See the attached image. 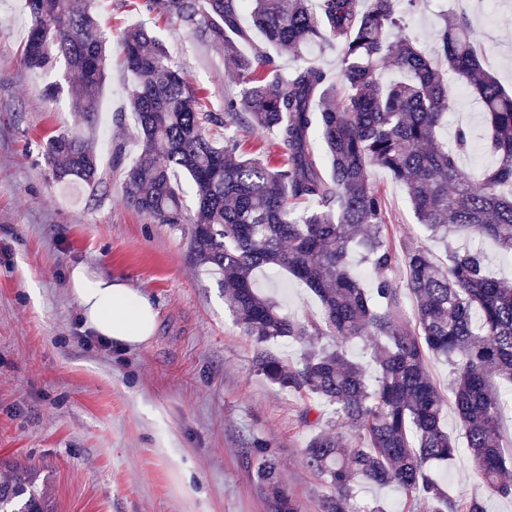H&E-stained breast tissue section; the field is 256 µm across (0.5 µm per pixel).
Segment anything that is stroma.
<instances>
[{
	"label": "stroma",
	"mask_w": 512,
	"mask_h": 512,
	"mask_svg": "<svg viewBox=\"0 0 512 512\" xmlns=\"http://www.w3.org/2000/svg\"><path fill=\"white\" fill-rule=\"evenodd\" d=\"M466 13L483 57L512 90V0L484 10L479 0H422L405 18L406 33L430 47L442 17ZM23 0H0V480L29 469L48 512H266L246 448L259 441L280 462L289 492L304 512H320L326 489L305 464L314 433L301 421L313 398L266 381L253 370L254 340L224 305L220 274L189 257L184 231L157 224L123 199L125 167L138 152L128 108L131 76L112 66L100 103L96 148L126 140L121 169L103 198L56 183L43 161L47 138L77 128L65 63L32 71L22 63L28 26ZM186 81L213 111L237 91L224 54L161 15L149 21ZM60 85L55 100L45 89ZM474 134L459 164L479 175L495 162L486 150L487 121L472 94L453 96L438 130L449 141L457 127ZM387 209L384 233L396 250L426 247L437 260L449 248L480 251L495 274L512 279V258L491 241L464 235L451 243L418 224L404 187L382 168L372 172ZM78 264L123 279L147 294L158 328L145 346L102 345L82 321L69 287ZM261 294L298 319L319 313L315 295L289 275L257 271ZM435 476L460 502L479 490L467 449ZM357 512H423L396 488L359 485Z\"/></svg>",
	"instance_id": "1"
}]
</instances>
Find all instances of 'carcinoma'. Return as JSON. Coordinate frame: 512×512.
Segmentation results:
<instances>
[{"instance_id":"carcinoma-1","label":"carcinoma","mask_w":512,"mask_h":512,"mask_svg":"<svg viewBox=\"0 0 512 512\" xmlns=\"http://www.w3.org/2000/svg\"><path fill=\"white\" fill-rule=\"evenodd\" d=\"M420 2L141 0L147 12L159 11L224 50L239 91L224 98L222 112L208 108L145 25L126 28L118 42L135 78L129 110L139 143L124 201L157 224L187 231L192 260L224 276V305L260 344L254 371L328 408L329 420L304 449L308 468L328 488L320 512H353L361 483L393 486L426 512H485V494L512 497L494 385L512 379V280L490 275L470 250H448L445 265L423 247L397 253L383 235L385 201L371 180L372 168L388 170L433 234H473L512 255V95L482 69L468 16L447 18L430 52L405 33L403 18ZM92 4L25 0L24 62L44 70L62 59L77 75L70 96L82 127L50 137L43 156L56 182L106 196L111 175L95 140L111 54ZM253 31L262 42H253ZM333 43L344 50L342 95L321 65L304 59L311 47ZM271 47L298 59L290 74L280 72ZM385 59L408 79L384 81L378 63ZM450 73L487 115L486 146L496 162L477 180L459 165L470 130L457 128L452 148L436 139L450 105ZM242 132L271 140L251 153ZM317 139L327 171L314 150ZM178 170L194 187L191 214L173 184ZM355 249L377 275L371 294L353 271ZM399 262L415 299L411 318L390 277ZM265 267L309 288L319 315L292 318L261 295L253 273ZM364 334L373 343V380L345 349ZM285 337L307 343L291 366L266 347ZM322 337L332 344L311 343ZM441 358L452 366L454 409L481 478L482 492L463 503L431 474L432 464L458 451L443 426L444 396L428 372V362ZM248 453L268 512H302L268 448L256 443ZM0 512L43 510L16 481L0 482Z\"/></svg>"}]
</instances>
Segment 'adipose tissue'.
Listing matches in <instances>:
<instances>
[{"label":"adipose tissue","instance_id":"obj_1","mask_svg":"<svg viewBox=\"0 0 512 512\" xmlns=\"http://www.w3.org/2000/svg\"><path fill=\"white\" fill-rule=\"evenodd\" d=\"M69 286L84 324L116 348L136 349L155 335L158 311L154 303L124 281L95 275L80 264L72 269Z\"/></svg>","mask_w":512,"mask_h":512}]
</instances>
